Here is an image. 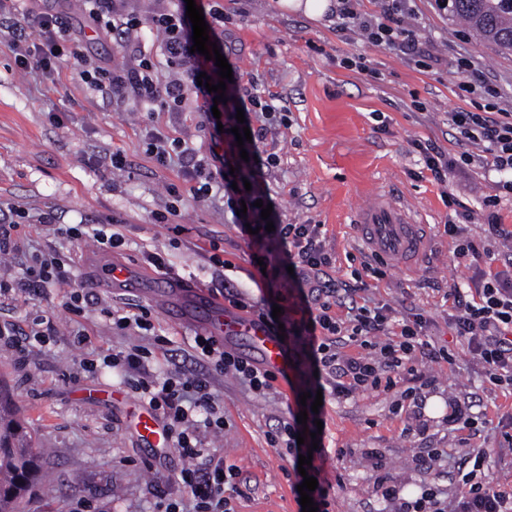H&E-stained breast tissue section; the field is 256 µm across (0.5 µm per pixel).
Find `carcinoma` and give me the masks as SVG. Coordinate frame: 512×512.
<instances>
[{"label":"carcinoma","instance_id":"1","mask_svg":"<svg viewBox=\"0 0 512 512\" xmlns=\"http://www.w3.org/2000/svg\"><path fill=\"white\" fill-rule=\"evenodd\" d=\"M448 16L461 19L499 50L512 52V0H448ZM38 468L31 437L14 408L12 395L0 385V512H16L27 492H11L16 480L30 468Z\"/></svg>","mask_w":512,"mask_h":512}]
</instances>
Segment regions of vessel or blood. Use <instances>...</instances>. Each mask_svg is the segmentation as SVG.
<instances>
[{"label": "vessel or blood", "mask_w": 512, "mask_h": 512, "mask_svg": "<svg viewBox=\"0 0 512 512\" xmlns=\"http://www.w3.org/2000/svg\"><path fill=\"white\" fill-rule=\"evenodd\" d=\"M357 230L372 255L405 265L421 255L428 244L427 226L415 223L393 203L382 205L374 201L362 207ZM153 294L162 303H191L193 322L204 334L221 344L233 339L245 344L266 369L280 378L288 377L291 365L286 341L258 318L240 314L208 293L186 294L182 282L173 278L156 281ZM136 429L150 446L168 447V434L155 412L138 414Z\"/></svg>", "instance_id": "b4317fda"}]
</instances>
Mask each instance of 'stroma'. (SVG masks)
<instances>
[{
  "instance_id": "35a3bbf8",
  "label": "stroma",
  "mask_w": 512,
  "mask_h": 512,
  "mask_svg": "<svg viewBox=\"0 0 512 512\" xmlns=\"http://www.w3.org/2000/svg\"><path fill=\"white\" fill-rule=\"evenodd\" d=\"M224 13V56L244 73V91L272 100L275 120L255 122L256 146L269 163L263 183L278 224H318L333 257L325 273L336 288L337 318L350 307L382 308L388 317L377 342L391 339L403 319L423 314L429 344H451L453 358L417 357L416 375L401 374L391 391H360L328 401L323 440L324 475L335 488L334 512H391L377 491L387 479L418 491L427 479L455 496L468 452L490 454L489 475L512 484V388L491 385L481 360L452 342L457 313L448 291L474 279L477 268L456 255L464 239L481 251L501 252L512 241L494 225L512 230V196H496V173L482 164L481 146L458 144L450 125L457 110L512 113V54L479 42L467 26L439 13L434 0H414L408 27L417 54L400 47H374L336 28L334 13L312 20L282 10L278 0H202ZM16 10L59 18L60 52L48 69L25 68L14 38L0 33V224L14 223L25 239L16 253H0V274L19 276L33 255L56 249L73 266L76 281L96 278L101 267L118 263L146 280L159 273L145 255L158 252L164 273L191 288L223 296L241 293L255 302L274 299L282 310L294 305L287 278L275 291L254 277L248 242L231 222L222 193L196 201L192 164L156 162L154 134L181 138L208 156L212 130L189 107L146 116L136 88L121 95L92 90L83 70L100 66L129 72L150 59L161 79L179 75L160 35H102L88 19L84 0H17ZM364 58L363 71L344 68L348 57ZM491 86L493 94L482 93ZM434 143L474 161L455 171L442 189L413 140ZM119 154L122 169L110 168ZM390 195L428 225L430 243L409 266L387 264L381 276L364 273L366 258L357 236L358 212L368 197ZM105 226L121 233L119 248L94 238L62 241L47 236L38 220ZM181 232H174V225ZM461 228L459 238L449 225ZM221 262L213 264L211 253ZM65 288L39 294L15 288L0 293V326L17 336L53 326L47 346L31 349L18 362L13 347L0 344V380L15 399L35 439L43 445L39 481L18 504V512H72L88 501L92 512H154L155 488L178 495L184 464L175 451L156 453L130 429L138 397L109 369L84 372L85 358L140 347L152 356L143 372L160 376L192 372L196 329L160 311L146 295L96 287L92 295L119 314L147 310L152 330L119 331L94 311L82 316L64 306ZM86 339L74 341L76 330ZM429 383L423 427L414 431L400 411V394L416 378ZM211 389L224 407V431L202 433L205 447L237 466L235 485L225 487L234 512H299L291 466L268 443L296 409L285 385L264 394L246 389L232 374L211 372ZM470 405L473 430L448 423L449 400ZM441 456H434V449Z\"/></svg>"
}]
</instances>
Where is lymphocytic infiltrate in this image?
<instances>
[{
  "mask_svg": "<svg viewBox=\"0 0 512 512\" xmlns=\"http://www.w3.org/2000/svg\"><path fill=\"white\" fill-rule=\"evenodd\" d=\"M171 9L156 11L147 19L136 17H115L110 10L111 0H93L89 11L93 24L107 32L124 36L135 29L148 26L150 31L161 35L170 58L176 60L182 69L183 78L161 82L152 73L150 62H142L133 76L113 73L110 80L111 92H119L126 81L137 86L144 104L184 105L186 91H193L201 97L200 110L208 124L222 123L224 131L217 139L224 149L211 153L199 160L193 168L194 178L201 184L195 191L196 199H204L212 189H222L227 205L233 210V222L237 229L254 227V234L247 240L252 248V258H266L265 244L274 239L279 243L281 259L278 264L267 265L262 281L266 287H273L283 272H290V281L300 301L296 307V319L291 320L292 333L306 337L310 370L314 375L308 380L307 392H322L323 396L340 399L351 396L355 391L385 389L395 386L394 376L400 372L414 373L413 361L416 350L423 348L425 319L414 315L405 320L395 340L382 346H375L373 337L382 331L386 319L382 313H370L359 308L350 322L337 319L332 313L336 304V291L325 286L319 288L318 307H311L307 289L311 276L321 268L330 266L332 258L321 242L322 227L318 224H279L274 231H266L265 220L255 202L264 198L262 187L263 162L257 157L255 144L238 148L233 129L237 124V112L245 116L262 115L273 119L275 108L262 100L260 95L242 94L243 74L234 73L228 83L222 104H215L214 93L199 86V74L216 77L218 68L214 61L192 52L193 28L186 14L185 0H174ZM411 14L410 0H389L380 15L369 17L357 12L354 0H338L336 17L341 31L358 34L374 46L401 45L413 47L405 19ZM53 18L24 14L13 19L12 29H29L38 39L36 47H19L18 55L22 66L48 68L57 55L52 29ZM451 126L456 139L462 143L483 146L488 158L487 166L499 173L495 187L499 193L512 195V114L496 119L482 112L459 111L452 113ZM249 181L250 189H233V182ZM70 264L58 253L50 251L37 257L33 266L27 267L17 282L18 287L43 289L70 287L71 293L65 306L69 312L78 315L84 310L87 296L74 287ZM475 293L471 301L460 304L453 323L454 335L462 346L478 356L491 384L512 386V276L498 272L473 281ZM346 336L349 343L359 346L361 355L345 357L337 348L338 336ZM193 352L196 358L206 361L220 372H233L244 383L257 392L270 389L274 374L261 368L257 363L238 356L211 337L197 335ZM130 389L147 400L159 412L173 448L185 460L180 474L185 497L163 498L158 502V512H234L224 495V487L238 474L234 466L225 465L223 457L211 454L203 448L200 429L220 432L224 429V409L211 390L206 373L174 371L162 377H141L130 380ZM316 424L304 425L296 419L283 422L270 445L285 452L291 461H298L304 454H312L309 476L318 480V486L311 496L318 512H330L332 485L323 476L324 449L309 450L307 445L298 444L297 435L302 431H316ZM488 459L485 451H478L472 458L471 470L463 477V486L454 501L442 498L435 484L421 487L419 494L405 498L399 485L382 481L378 490L383 500L393 502L395 512H512V485L495 482L484 471Z\"/></svg>",
  "mask_w": 512,
  "mask_h": 512,
  "instance_id": "lymphocytic-infiltrate-1",
  "label": "lymphocytic infiltrate"
}]
</instances>
